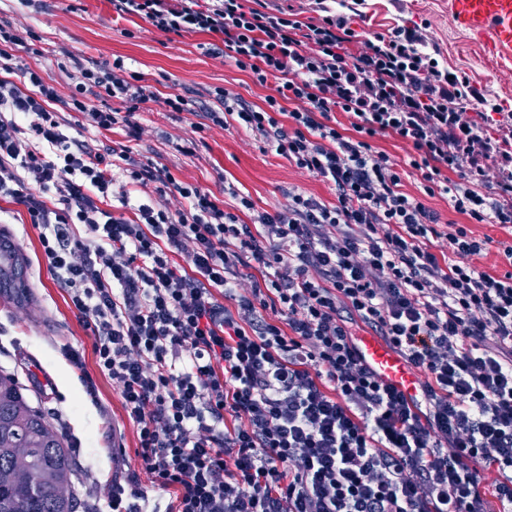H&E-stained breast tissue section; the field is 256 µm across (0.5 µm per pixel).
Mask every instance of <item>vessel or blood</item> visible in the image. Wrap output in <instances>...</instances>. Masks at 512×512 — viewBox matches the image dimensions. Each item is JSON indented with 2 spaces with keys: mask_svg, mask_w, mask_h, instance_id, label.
I'll list each match as a JSON object with an SVG mask.
<instances>
[{
  "mask_svg": "<svg viewBox=\"0 0 512 512\" xmlns=\"http://www.w3.org/2000/svg\"><path fill=\"white\" fill-rule=\"evenodd\" d=\"M454 24L480 42L494 57L512 56V0H448ZM32 282L28 256L17 236L0 231V297L17 303L30 299ZM364 361L387 384L415 394L418 380L380 338L367 334L357 339Z\"/></svg>",
  "mask_w": 512,
  "mask_h": 512,
  "instance_id": "vessel-or-blood-1",
  "label": "vessel or blood"
}]
</instances>
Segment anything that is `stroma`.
<instances>
[{
  "mask_svg": "<svg viewBox=\"0 0 512 512\" xmlns=\"http://www.w3.org/2000/svg\"><path fill=\"white\" fill-rule=\"evenodd\" d=\"M0 21L36 34V53H29L26 45L15 46V62L40 68L64 99L74 88L77 72L61 69L60 64L71 55L104 64L123 60L153 91L181 93L200 105L211 104L218 88L232 90L258 106L273 92L272 85L256 84L230 59L207 55L203 46L209 35L170 38L140 18L115 19L110 0H43L38 11L21 0H0ZM350 23L367 37L397 26L418 27L428 50L437 53L444 67L467 75L487 101L512 106V70L492 60L480 43L454 27L448 0H359ZM137 119L145 133L131 144L134 158L153 161L176 180L223 198L226 209H233L240 195L252 200L253 213L283 209L293 191L326 203L334 200L327 183L267 150L259 136L239 125L197 133L193 127L202 122V113H172L156 104ZM190 137L196 145L186 154L181 147ZM425 203L441 223L466 225L475 237L489 238L480 268L496 274L507 271L499 245L512 240V230L470 224L444 195L426 198ZM0 222L13 229L29 255L35 293L29 305L0 307V374L13 376L31 407L48 420L62 418L80 440V447L72 451L76 471L71 492L77 512H103L113 483L133 474L141 486L151 484L137 465L136 433L125 418L116 386L95 373L93 333L70 307L66 289L49 274L38 229L21 207L1 200ZM67 346L82 353L85 370L73 367L65 357ZM84 371L96 376V396H89L80 380ZM116 437L126 448L119 457L112 454Z\"/></svg>",
  "mask_w": 512,
  "mask_h": 512,
  "instance_id": "35a3bbf8",
  "label": "stroma"
}]
</instances>
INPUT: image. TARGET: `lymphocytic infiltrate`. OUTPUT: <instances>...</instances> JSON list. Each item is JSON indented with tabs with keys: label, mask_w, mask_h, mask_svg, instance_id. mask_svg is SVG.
I'll return each mask as SVG.
<instances>
[{
	"label": "lymphocytic infiltrate",
	"mask_w": 512,
	"mask_h": 512,
	"mask_svg": "<svg viewBox=\"0 0 512 512\" xmlns=\"http://www.w3.org/2000/svg\"><path fill=\"white\" fill-rule=\"evenodd\" d=\"M257 0H111L175 36L215 35L264 106L214 91L205 117L258 134L277 155L331 184L285 209L236 211L169 171L133 158L136 115L161 102L123 62H75L68 100L30 67L10 75L18 29L0 25V198L24 207L47 269L91 328L99 374L119 390L135 456L167 512H512L510 271L475 263L487 246L442 232L425 197L444 194L478 224L512 226V113H469L479 93L448 72L411 27L361 37L316 0L317 21ZM118 99L124 110L99 109ZM128 142L97 148L49 106ZM354 118L352 134L335 126ZM411 144L420 196L373 146ZM154 186L160 205L134 219L102 208L115 168ZM446 238L448 250L431 251ZM380 336L424 376L416 395L383 382L352 331ZM498 481L485 488V472Z\"/></svg>",
	"instance_id": "lymphocytic-infiltrate-1"
}]
</instances>
